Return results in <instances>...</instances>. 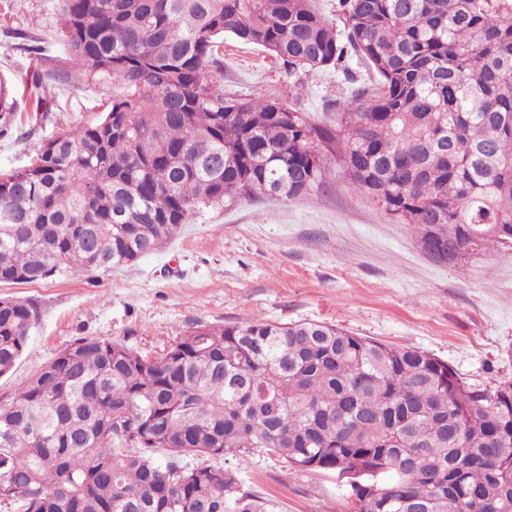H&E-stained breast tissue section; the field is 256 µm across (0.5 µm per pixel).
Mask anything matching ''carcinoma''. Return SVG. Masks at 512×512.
<instances>
[{"label":"carcinoma","instance_id":"obj_1","mask_svg":"<svg viewBox=\"0 0 512 512\" xmlns=\"http://www.w3.org/2000/svg\"><path fill=\"white\" fill-rule=\"evenodd\" d=\"M70 62L112 77L98 120L0 170V284L119 269L203 207L318 191L327 160L437 262L512 250V0H59ZM288 75L352 52L371 76L316 123L304 84L224 93V34ZM40 120L58 106L37 74ZM291 99L287 104L283 97ZM18 100L0 78V137ZM36 310L0 299V376ZM275 455L328 471L357 512H512V382L464 381L419 349L333 324L199 325L163 354L81 337L0 400L15 512H283L244 490Z\"/></svg>","mask_w":512,"mask_h":512}]
</instances>
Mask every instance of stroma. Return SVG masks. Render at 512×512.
Listing matches in <instances>:
<instances>
[{
    "instance_id": "35a3bbf8",
    "label": "stroma",
    "mask_w": 512,
    "mask_h": 512,
    "mask_svg": "<svg viewBox=\"0 0 512 512\" xmlns=\"http://www.w3.org/2000/svg\"><path fill=\"white\" fill-rule=\"evenodd\" d=\"M346 65L344 74L307 77L301 108L318 117L346 96V75H365L356 58ZM38 70L65 71L59 106L39 125L18 113L23 135L0 138V170L25 165L53 130L99 118L112 104L111 78L68 67L58 0H0V75L18 101ZM288 83L280 61L225 37V92L257 97ZM0 297L38 310L26 350L0 377L4 399L80 337L154 357L195 325L251 320L325 322L429 352L472 384L512 381V253L487 251L460 266L434 261L407 225L353 191L333 164L313 196L206 207L160 251L123 269L1 285ZM245 486L280 500L284 512H350L332 474L295 470L275 456H253Z\"/></svg>"
}]
</instances>
